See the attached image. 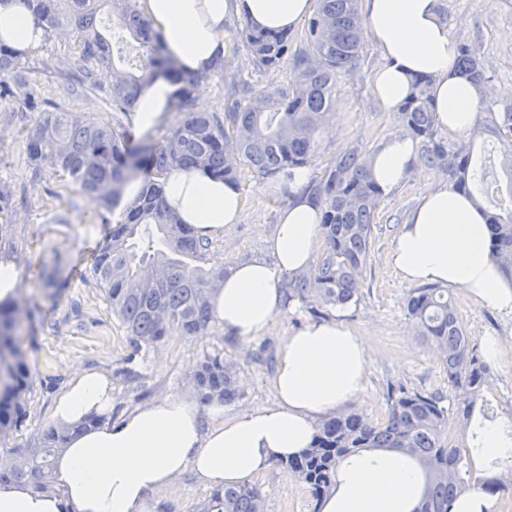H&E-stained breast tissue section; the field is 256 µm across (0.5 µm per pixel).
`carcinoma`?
Instances as JSON below:
<instances>
[{"instance_id": "obj_1", "label": "carcinoma", "mask_w": 512, "mask_h": 512, "mask_svg": "<svg viewBox=\"0 0 512 512\" xmlns=\"http://www.w3.org/2000/svg\"><path fill=\"white\" fill-rule=\"evenodd\" d=\"M47 35L73 36L80 59L106 71L112 109L128 112L142 88L157 79L174 86L172 106L184 115L160 145L140 149L120 123L108 124L84 112H60L35 95L27 76L25 55L0 42V101L19 100L38 117L26 128L25 145L37 171L48 168L90 195L109 212L121 202L124 187L138 176L148 180L138 199L127 206L100 247L92 277L102 289L112 314L136 349L152 347L174 332L205 336L214 322V294L227 271L199 265L209 250L208 239L182 223L165 199L161 178L177 169L196 166L237 184L244 169L262 177L285 175L303 167L321 146L332 125L330 111L336 75L358 57L364 28L359 0H315V10L301 35V47L286 34L252 30L245 25L237 41L257 72L292 61V79L278 87L243 94L225 106L224 119L194 109V92L204 76L181 69L167 53L162 34L143 16L138 0H24ZM106 6L118 24L142 49L130 69L114 63L111 39L99 20ZM457 65L475 85L491 80L472 45L458 49ZM430 80L416 78L409 99L398 112L405 132L423 144L428 163L443 169L456 188L489 202L488 171L473 151L452 147L438 137L429 94ZM489 132L512 139V106L498 113ZM370 154L358 148L336 156L323 178L309 187L322 208L323 249L312 267L284 282L285 300L312 299L322 307L345 306L358 300L370 259L373 223L381 196L370 180ZM489 245L501 269L512 278V199L508 206L485 207ZM155 226L157 242L141 246L142 225ZM406 310L422 346L440 359L458 395L443 406L437 393L391 389L388 414L375 424L357 410L341 409L321 421L310 448L276 465L296 475L316 505L336 484L338 466L365 448H383L415 462L423 489L415 512H451L465 483L488 494H505L495 477L473 478L470 453L448 442V423L467 428L474 400L486 382L487 366L461 324L456 308L440 288H416ZM19 306L0 301V433L17 428L25 417V395L31 373L21 349ZM238 363L224 355L206 354L192 375L198 401L231 403L239 398ZM100 421L92 416L70 428L49 426L19 449V461L0 471V483H27L35 490L55 484V458L69 433ZM266 495L255 483L213 488L198 512H266Z\"/></svg>"}]
</instances>
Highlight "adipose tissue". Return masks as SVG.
<instances>
[{
	"label": "adipose tissue",
	"instance_id": "obj_1",
	"mask_svg": "<svg viewBox=\"0 0 512 512\" xmlns=\"http://www.w3.org/2000/svg\"><path fill=\"white\" fill-rule=\"evenodd\" d=\"M169 54L185 71L205 74L232 49L225 25L240 18L255 30H296L315 10V0H139ZM362 20L382 66L373 93L398 110L413 78H430L435 123L460 135L479 117L481 94L458 71L455 42L439 12V0H362ZM46 34L23 0H0V42L32 51ZM172 85L163 79L141 92L132 120L152 127L169 111ZM418 165L416 141L396 133L369 159L381 195L396 193ZM169 206L197 235L223 236L243 223L237 187L198 169H179L165 181ZM320 207L298 193L280 213L266 244L270 260L237 264L215 296V315L225 334L241 340L263 335L282 312L284 275L307 270L319 240ZM486 218L451 184L434 182L401 224L388 264L401 283L434 284L463 293L512 316V278L487 244ZM369 338L336 322L311 323L283 341L276 358V401L228 419L222 406L201 414L192 396L171 394L134 408L112 422V380L82 370L57 398L53 417L70 427L91 415L99 423L70 436L56 459L59 490L33 491L22 483L0 485V512H143L146 501L186 471L212 485H234L271 463L307 448L317 423L361 394L367 384ZM472 458L512 459V420L472 422ZM421 475L398 453L368 450L336 472V487L322 512H414Z\"/></svg>",
	"mask_w": 512,
	"mask_h": 512
}]
</instances>
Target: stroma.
<instances>
[{
  "mask_svg": "<svg viewBox=\"0 0 512 512\" xmlns=\"http://www.w3.org/2000/svg\"><path fill=\"white\" fill-rule=\"evenodd\" d=\"M440 15L455 43H469L491 74V90L480 107V116L469 132L451 137L453 146H470L481 156L491 175H499L500 141L489 131L495 112L512 104L505 87L512 85V0H440ZM382 58L371 40H364L351 70L336 79V122L322 142L318 159L310 165L311 180H320L337 153L359 147L374 151L400 125L395 112L386 110L372 93V75ZM30 79L36 92L63 112H88L109 120L130 122L129 115H114L108 101L105 77L88 80L74 39L51 37L29 56ZM293 74L291 65L264 73L255 72L245 51L225 57L224 72L201 82L202 102L196 110L223 114L230 96L242 84L254 88L278 86ZM34 113H22L17 103L0 104V179L10 185L14 207L0 212V224L9 232L0 241V256L15 262L21 274L16 299L22 311L33 312L23 323V348L28 355L32 381L26 394L27 420L20 429L0 436V456L14 459L16 446L33 441L51 426L50 411L58 394L75 372L92 369L112 374L113 420L123 413L166 394L191 388L189 376L204 355L222 353L240 365L242 395L225 405L233 417L275 401L271 379L280 344L310 322L341 320L371 342L369 382L351 405L373 423L387 413L390 388L403 386L424 393L449 394L448 376L432 352L422 347L409 328L405 299L410 286L402 284L387 263V253L408 212L440 169L420 163L401 189L382 198L373 225V248L365 284L358 302L346 307H321L295 300L275 319L263 336L242 341L227 336L220 323L209 335L173 334L164 344L134 350L119 320L109 309L91 273L90 253L99 249L118 213L103 216L99 205L66 184L52 170L35 172L25 153L24 129ZM247 215L224 237L213 239L206 265L225 267L265 257L264 246L279 222L283 195L279 181L243 171L239 183ZM58 266L52 286L41 278L42 266ZM458 316L474 340L495 336L501 341L500 358L489 363L488 383L474 408H491L494 416H512V319L452 293ZM127 366L138 377L117 376ZM266 495V512H314L315 503L304 484L286 470L270 466L254 479ZM209 484L185 473L152 498L146 512H196L210 492Z\"/></svg>",
  "mask_w": 512,
  "mask_h": 512,
  "instance_id": "35a3bbf8",
  "label": "stroma"
}]
</instances>
